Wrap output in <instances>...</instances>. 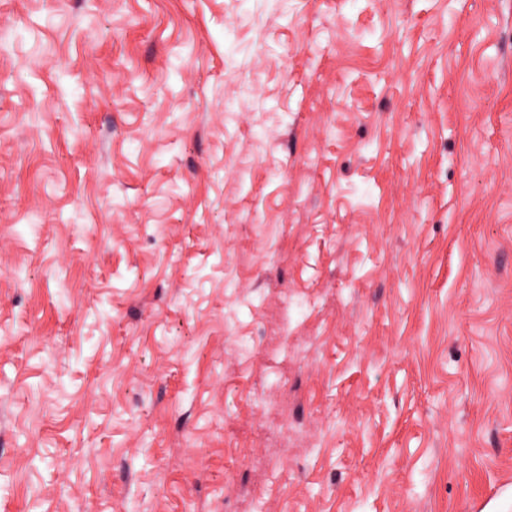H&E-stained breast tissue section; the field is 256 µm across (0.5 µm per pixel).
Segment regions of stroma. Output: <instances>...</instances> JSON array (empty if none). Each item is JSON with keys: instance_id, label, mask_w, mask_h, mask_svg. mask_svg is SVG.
I'll list each match as a JSON object with an SVG mask.
<instances>
[{"instance_id": "35a3bbf8", "label": "stroma", "mask_w": 512, "mask_h": 512, "mask_svg": "<svg viewBox=\"0 0 512 512\" xmlns=\"http://www.w3.org/2000/svg\"><path fill=\"white\" fill-rule=\"evenodd\" d=\"M512 0H0V512H512Z\"/></svg>"}]
</instances>
